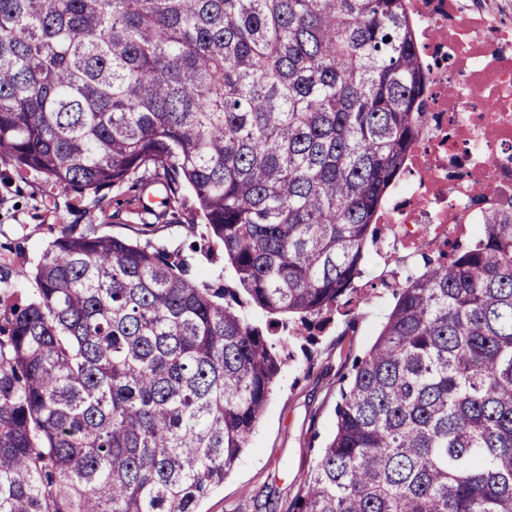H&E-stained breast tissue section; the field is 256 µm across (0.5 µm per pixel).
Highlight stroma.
Listing matches in <instances>:
<instances>
[{"mask_svg":"<svg viewBox=\"0 0 512 512\" xmlns=\"http://www.w3.org/2000/svg\"><path fill=\"white\" fill-rule=\"evenodd\" d=\"M104 195L102 211L90 220L82 217L76 193L50 189L36 172L0 164V265L30 266L50 240L73 224L81 232L150 240L154 247L186 254L192 274L232 280L221 249L202 239L201 219L188 192H181L161 216L143 212L127 188L108 189ZM405 262L402 252L382 256L368 249L351 304L338 307L313 342L291 340L290 358L249 447L223 486L203 502L202 512H288L333 432L341 387L391 307L383 282Z\"/></svg>","mask_w":512,"mask_h":512,"instance_id":"35a3bbf8","label":"stroma"}]
</instances>
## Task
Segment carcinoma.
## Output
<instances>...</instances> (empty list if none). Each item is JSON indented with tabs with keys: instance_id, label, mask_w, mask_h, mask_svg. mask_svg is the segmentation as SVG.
Listing matches in <instances>:
<instances>
[{
	"instance_id": "1",
	"label": "carcinoma",
	"mask_w": 512,
	"mask_h": 512,
	"mask_svg": "<svg viewBox=\"0 0 512 512\" xmlns=\"http://www.w3.org/2000/svg\"><path fill=\"white\" fill-rule=\"evenodd\" d=\"M408 3L0 0V163L89 218L151 164L234 271L73 226L0 270V512H200L224 484L274 337L351 302L419 136ZM419 256L290 512H512V209Z\"/></svg>"
}]
</instances>
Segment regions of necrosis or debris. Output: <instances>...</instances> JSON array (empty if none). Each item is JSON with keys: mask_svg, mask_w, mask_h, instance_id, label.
Instances as JSON below:
<instances>
[{"mask_svg": "<svg viewBox=\"0 0 512 512\" xmlns=\"http://www.w3.org/2000/svg\"><path fill=\"white\" fill-rule=\"evenodd\" d=\"M426 61L422 133L378 217L398 249L445 255L512 206V27L460 0H411Z\"/></svg>", "mask_w": 512, "mask_h": 512, "instance_id": "1", "label": "necrosis or debris"}]
</instances>
